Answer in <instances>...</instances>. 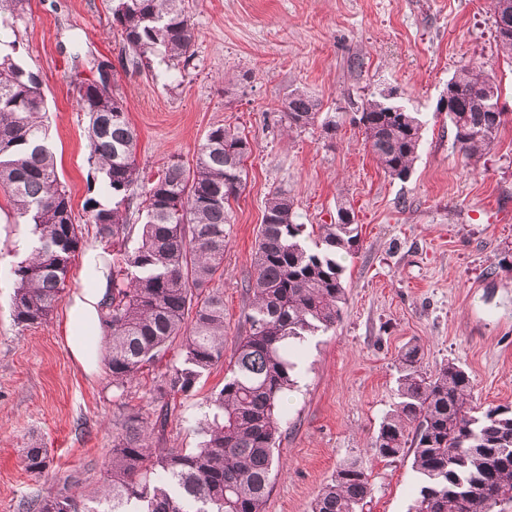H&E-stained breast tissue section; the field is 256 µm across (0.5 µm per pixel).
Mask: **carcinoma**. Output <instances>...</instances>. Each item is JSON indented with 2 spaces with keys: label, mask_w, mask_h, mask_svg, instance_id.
<instances>
[{
  "label": "carcinoma",
  "mask_w": 512,
  "mask_h": 512,
  "mask_svg": "<svg viewBox=\"0 0 512 512\" xmlns=\"http://www.w3.org/2000/svg\"><path fill=\"white\" fill-rule=\"evenodd\" d=\"M21 0H0V32L13 29ZM185 0H113L112 26L125 58L138 68L163 57L167 68L187 66L195 29ZM495 41L512 58V9L492 0ZM458 108L449 113L454 143L467 156L493 150L504 113L500 88L488 86L482 68L463 65L448 80ZM88 119L90 160L105 177L112 206L85 201L95 236L112 249V273L100 308L104 362L112 386L123 392L182 337L180 360L150 396L151 411L130 416L108 457L107 481L84 494L64 481L49 495L23 503L25 512H266L279 459L282 403L294 385L291 342L301 343L340 321L345 303L341 254L359 249L352 209L339 206L336 221L306 230L295 220L288 191H272L245 280L249 298L245 335L226 351L224 295L210 287L223 272L231 224L230 200L243 185L248 137L217 126L197 151L195 166L171 158L141 185L137 134L116 91L89 78L73 82ZM42 80L11 55L0 57V191L16 223L32 226L36 245L14 268L11 317L28 328L45 322L62 299L82 245L70 196L48 145ZM342 117L321 116L320 102L291 91L276 114L290 131L338 129ZM358 123L385 175L404 180L422 140L416 112H394L378 91L361 102ZM142 221L133 248L134 225ZM226 364L224 386L207 400L196 448H158L155 433L168 424V397L193 389ZM474 384L454 362L429 374L417 344L398 355L396 402L381 421L371 450L394 462L412 455L417 493L409 512H505L512 504V407L473 404ZM25 470L49 476L48 449H24ZM370 476L350 459L337 465L311 512H364L372 498Z\"/></svg>",
  "instance_id": "carcinoma-1"
}]
</instances>
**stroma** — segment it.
Here are the masks:
<instances>
[{
	"label": "stroma",
	"instance_id": "1",
	"mask_svg": "<svg viewBox=\"0 0 512 512\" xmlns=\"http://www.w3.org/2000/svg\"><path fill=\"white\" fill-rule=\"evenodd\" d=\"M195 28L194 56L182 71L160 60L137 70L122 58L111 0H22L21 19L0 52L13 54L43 82L57 171L83 226L82 258L50 319L22 330L10 316L13 268L30 228L14 221L0 194V512L55 492L75 478L85 493L104 482L105 461L128 418L146 408L151 375L122 393L105 365L88 373L67 344L73 295L107 284L103 251L84 203L112 200L89 165L87 119L70 76L106 57L137 133L145 176L172 157L195 162L208 130L243 131L253 150L244 187L232 201L224 273L227 342L244 333L249 299L243 278L266 199L286 189L300 224H327L350 205L360 230L355 256L342 260L346 303L334 329L310 337L283 402L280 472L267 512H311L337 465L355 457L371 475L369 512H407L416 494L410 460L387 462L369 443L395 401L398 355L419 344L427 371L454 360L470 374L477 404L512 406V60L498 51L489 0H185ZM483 67L501 85L507 121L496 147L469 158L454 144L444 110L448 80L464 65ZM389 85L419 112L423 139L410 177L391 180L345 122L285 131L273 114L296 88L322 111L354 112ZM224 370L176 395L162 448L197 447L198 424ZM49 448L52 472L23 466L31 442Z\"/></svg>",
	"mask_w": 512,
	"mask_h": 512
}]
</instances>
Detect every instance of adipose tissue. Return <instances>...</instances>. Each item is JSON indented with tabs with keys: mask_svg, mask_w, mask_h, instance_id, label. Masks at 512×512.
Instances as JSON below:
<instances>
[{
	"mask_svg": "<svg viewBox=\"0 0 512 512\" xmlns=\"http://www.w3.org/2000/svg\"><path fill=\"white\" fill-rule=\"evenodd\" d=\"M104 295L103 289L85 288L74 296L69 309V323L75 331L67 338L73 357L86 372H94L101 356V338L87 333V326H98V305Z\"/></svg>",
	"mask_w": 512,
	"mask_h": 512,
	"instance_id": "ef3b65f1",
	"label": "adipose tissue"
}]
</instances>
